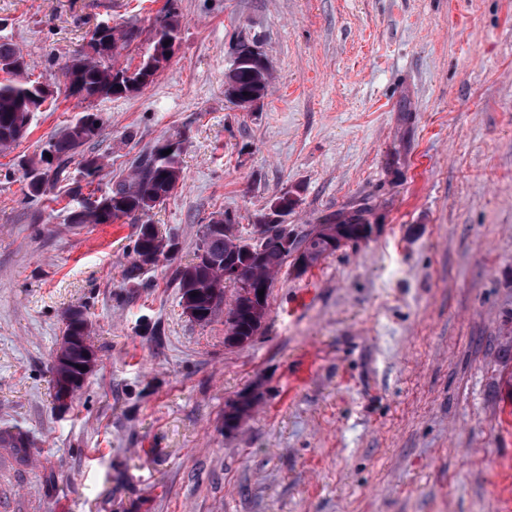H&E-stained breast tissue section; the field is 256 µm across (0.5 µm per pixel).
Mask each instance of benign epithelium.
Listing matches in <instances>:
<instances>
[{"label": "benign epithelium", "mask_w": 512, "mask_h": 512, "mask_svg": "<svg viewBox=\"0 0 512 512\" xmlns=\"http://www.w3.org/2000/svg\"><path fill=\"white\" fill-rule=\"evenodd\" d=\"M286 212L287 209L279 203H273L261 218V224L257 225V239L241 247V252H236L225 260L216 259L207 253L201 254L199 258V261L206 266L219 265L223 267V277L221 281L207 288L187 289L183 301L184 312L194 321H200V318L208 315V312L199 309V305L215 306L224 297V286L233 282L237 283L240 286L237 299L234 300L224 317L225 342L230 347H240L250 342V339L238 335L237 323L240 313H249L257 327L265 321L267 314L265 298L259 296V289L253 286L252 271L254 266L263 262L265 243L269 237H276L278 247L293 258L294 269L298 272L307 270L319 260L315 254L297 248L296 237L288 231L287 225L284 224ZM147 232L154 236V239L139 260V264L144 269L154 267L173 252V248L156 235L152 227H147ZM322 236L329 251L348 242L344 231L334 224L324 226ZM77 328L78 333L73 335L68 333L62 337L56 351L57 363L65 377L63 393L67 399L83 387L97 363L96 353L91 346L89 324L80 317ZM75 346L83 348L85 357L84 363L77 367L72 366L68 358ZM256 401L257 395L252 391L244 392L230 401L224 412L229 426H239L246 421L253 413Z\"/></svg>", "instance_id": "7a95c632"}]
</instances>
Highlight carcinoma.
Masks as SVG:
<instances>
[{
	"label": "carcinoma",
	"mask_w": 512,
	"mask_h": 512,
	"mask_svg": "<svg viewBox=\"0 0 512 512\" xmlns=\"http://www.w3.org/2000/svg\"><path fill=\"white\" fill-rule=\"evenodd\" d=\"M179 15L174 7V0H167L156 28L160 29L161 38H178L180 30ZM157 42H152L150 52L142 67L133 72V76L142 74L143 69L152 67L148 79L139 84L143 89L152 82L157 72L159 59L154 55ZM250 42L240 40L235 45V54L242 59L243 65L230 79L236 88L245 95L265 97L269 84V71L251 63L252 53L249 52ZM30 64L20 55L12 44L0 42V71L10 78L0 82V150L13 147L28 132L31 113L40 109L45 99L39 97L37 85L39 81L28 77ZM68 85L69 96L80 101H90L101 97L118 94L115 81L124 76L129 69H117L113 56L80 54L73 57L60 67ZM101 123L94 113L83 115L75 124L49 144L47 153L51 158L45 159L47 168L43 172H35L30 176V188L33 195L42 193L44 185L64 171L65 164L84 143L99 134ZM166 148L171 150L168 155L163 150L153 147L140 155L134 164L133 176L128 183H120L110 193L101 196L95 203H86L82 210L75 213L73 222L76 224H110L124 217L134 221L148 215L157 205L170 198L177 186L184 180L181 166L183 152L182 141L166 140ZM234 244L217 235L204 226L199 248L217 257L228 255ZM268 259L263 266L255 269L252 275L272 282L276 274L288 259V255L277 251L275 243L266 244ZM215 275L211 268L192 264L179 272V288H187L190 280H207Z\"/></svg>",
	"instance_id": "carcinoma-1"
}]
</instances>
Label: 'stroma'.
<instances>
[{
	"mask_svg": "<svg viewBox=\"0 0 512 512\" xmlns=\"http://www.w3.org/2000/svg\"><path fill=\"white\" fill-rule=\"evenodd\" d=\"M166 0H0V41L54 95L0 153V512H512V0H176L171 59L142 92L78 102L59 68L100 22L136 28V68ZM258 38L259 106L224 95L231 46ZM102 133L31 197L29 166L84 113ZM184 141V181L148 219L171 258L128 279L139 226L75 224L88 191ZM303 236L375 225L306 271L285 265L267 316L224 340L181 305L205 224L253 241L271 201ZM98 366L67 402L50 364L65 315ZM258 389L235 430L224 409Z\"/></svg>",
	"mask_w": 512,
	"mask_h": 512,
	"instance_id": "stroma-1",
	"label": "stroma"
}]
</instances>
